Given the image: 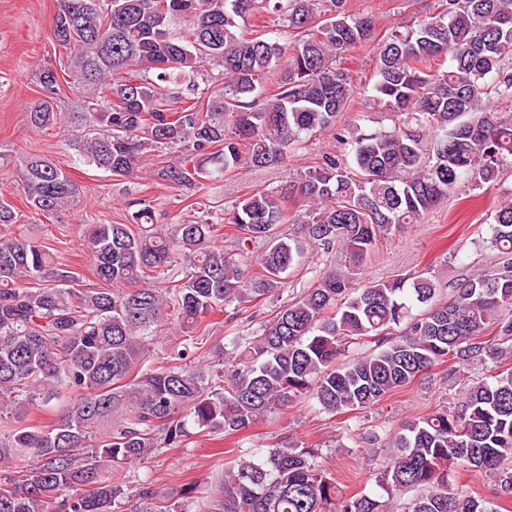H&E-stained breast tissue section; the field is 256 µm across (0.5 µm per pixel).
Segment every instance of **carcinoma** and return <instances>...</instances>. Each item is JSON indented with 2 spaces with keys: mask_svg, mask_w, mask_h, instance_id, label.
<instances>
[{
  "mask_svg": "<svg viewBox=\"0 0 512 512\" xmlns=\"http://www.w3.org/2000/svg\"><path fill=\"white\" fill-rule=\"evenodd\" d=\"M376 24L348 0H56L50 33L68 54L63 68L38 69L43 97L28 124L75 128L65 138L75 160L150 179L186 206L159 224L152 200L130 197L122 221L81 228L90 284L42 242L0 235V512H157L148 486L120 508L124 490L106 472L145 462L161 443L178 447L192 429L244 432L303 401L332 414L371 408L444 363L450 377L462 367L492 381L478 378L453 406L362 437L366 448H386L387 499L342 492L288 438L224 474L215 512H395L406 493L401 512H497L448 489L453 467L485 471L497 497L512 496V202L490 225L499 262L463 279L448 303H436L435 281L419 273L361 281L381 238L512 164V112L485 105L512 106V0H443L377 43L368 101L394 120L365 134L337 125L355 92L340 60ZM280 62L277 92L262 95ZM209 65L224 82L203 103ZM64 70L79 112L57 110ZM325 133L340 148L280 188L227 208L195 201L203 180L284 165ZM152 152L169 160L148 173ZM17 173L38 216L79 202L81 186L47 158L25 156ZM295 197L304 209L291 215ZM227 224L230 251L215 245ZM303 239L339 248L344 264L283 305L248 347L232 339L224 368L178 364L212 314L275 296L303 262ZM254 243L263 249L251 256ZM169 322L182 348L160 356L152 341ZM370 341L375 348L340 361ZM62 388L56 421L29 422L30 408H49Z\"/></svg>",
  "mask_w": 512,
  "mask_h": 512,
  "instance_id": "obj_1",
  "label": "carcinoma"
}]
</instances>
